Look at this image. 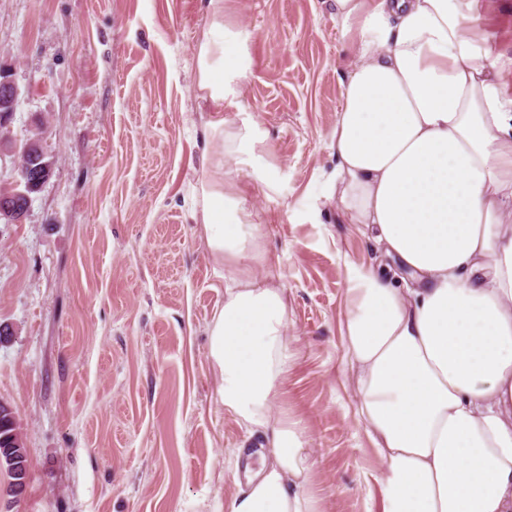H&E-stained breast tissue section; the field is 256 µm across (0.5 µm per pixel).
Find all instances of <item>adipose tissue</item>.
<instances>
[{
  "label": "adipose tissue",
  "mask_w": 512,
  "mask_h": 512,
  "mask_svg": "<svg viewBox=\"0 0 512 512\" xmlns=\"http://www.w3.org/2000/svg\"><path fill=\"white\" fill-rule=\"evenodd\" d=\"M195 50L197 90L218 117L196 194L207 247L224 268L208 355L225 413L261 435L227 512H325L300 420L276 410L293 353L282 285L257 276L263 217L228 183L230 157L271 183L240 105L253 32L237 0H209ZM350 54L329 147L350 223L415 279L395 287L345 263L346 382L372 444L381 512H512V97L490 60L495 0H332Z\"/></svg>",
  "instance_id": "ef3b65f1"
}]
</instances>
